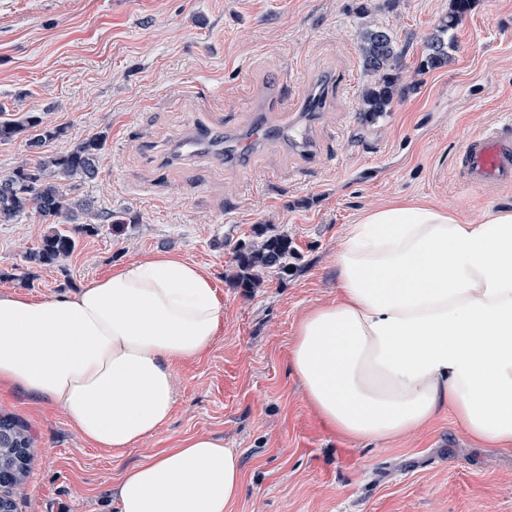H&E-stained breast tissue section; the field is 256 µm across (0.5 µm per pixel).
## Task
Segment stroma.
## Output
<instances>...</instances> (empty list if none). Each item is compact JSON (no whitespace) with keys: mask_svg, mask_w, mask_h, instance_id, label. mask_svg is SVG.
I'll list each match as a JSON object with an SVG mask.
<instances>
[{"mask_svg":"<svg viewBox=\"0 0 512 512\" xmlns=\"http://www.w3.org/2000/svg\"><path fill=\"white\" fill-rule=\"evenodd\" d=\"M450 0H0V120L41 113L65 128L61 153L104 136L99 175L72 194L112 221L76 237L53 265L29 263L48 227L36 214L0 224V291L43 300L126 264L170 253L207 272L224 306L201 356L176 369L168 422L131 448L84 440L64 411L0 385V413L35 438L18 512H117L123 470L187 438H223L242 462L230 512H512V449L469 439L452 411L417 433L351 444L307 401L289 353L301 314L336 296V251L366 210L416 199L464 224L512 208L511 186L465 187L463 141L512 119V0H477L453 30L447 64L423 68ZM392 31L398 96L374 122L358 112L373 77L363 32ZM291 99L342 79L309 118L312 154L288 143L224 170L214 147L187 160L197 126L248 133L254 96L282 77ZM282 234L293 255L244 288L235 250Z\"/></svg>","mask_w":512,"mask_h":512,"instance_id":"stroma-1","label":"stroma"}]
</instances>
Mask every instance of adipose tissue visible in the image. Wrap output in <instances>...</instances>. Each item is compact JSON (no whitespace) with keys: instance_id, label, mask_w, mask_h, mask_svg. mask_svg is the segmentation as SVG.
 I'll list each match as a JSON object with an SVG mask.
<instances>
[{"instance_id":"adipose-tissue-1","label":"adipose tissue","mask_w":512,"mask_h":512,"mask_svg":"<svg viewBox=\"0 0 512 512\" xmlns=\"http://www.w3.org/2000/svg\"><path fill=\"white\" fill-rule=\"evenodd\" d=\"M338 294L298 321L289 361L340 435L385 441L445 410L483 445L512 447V208L471 224L397 200L348 225ZM224 317L211 277L159 253L73 295L0 291V384L60 406L98 448H131L168 421L175 369ZM241 461L193 437L125 469L118 512H228Z\"/></svg>"}]
</instances>
